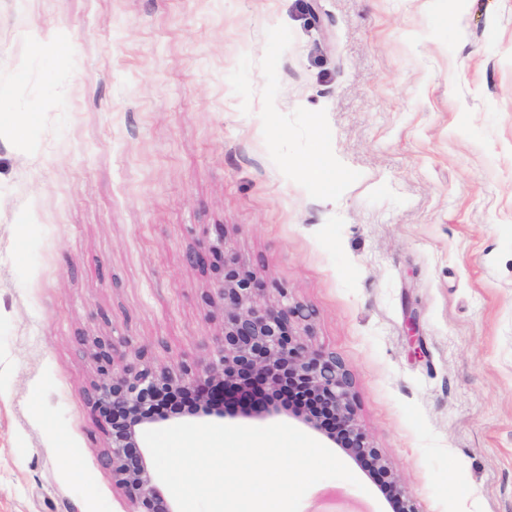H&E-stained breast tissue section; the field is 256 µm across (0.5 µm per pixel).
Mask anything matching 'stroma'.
Masks as SVG:
<instances>
[{"label": "stroma", "instance_id": "stroma-1", "mask_svg": "<svg viewBox=\"0 0 512 512\" xmlns=\"http://www.w3.org/2000/svg\"><path fill=\"white\" fill-rule=\"evenodd\" d=\"M219 224L416 512H512V0H0V512H131L93 342L207 362Z\"/></svg>", "mask_w": 512, "mask_h": 512}]
</instances>
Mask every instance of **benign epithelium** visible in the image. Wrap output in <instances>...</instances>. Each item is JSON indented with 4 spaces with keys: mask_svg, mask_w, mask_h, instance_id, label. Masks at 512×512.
Instances as JSON below:
<instances>
[{
    "mask_svg": "<svg viewBox=\"0 0 512 512\" xmlns=\"http://www.w3.org/2000/svg\"><path fill=\"white\" fill-rule=\"evenodd\" d=\"M195 264L215 272L216 296L224 309V328L208 362L157 367L145 348L128 360L126 342L96 341L100 377L92 408L108 427L112 480L135 507L133 512H176L173 497L159 482L143 434L184 419H222L234 403L260 418L293 416L315 430L322 414L292 408L287 390L313 393L323 414L339 425L329 436L384 478V492L396 512H415L401 479L389 468L359 427L351 397V379L335 356L309 348L310 313L278 296L257 280L238 258L226 252L224 228L217 238L188 253Z\"/></svg>",
    "mask_w": 512,
    "mask_h": 512,
    "instance_id": "1",
    "label": "benign epithelium"
}]
</instances>
